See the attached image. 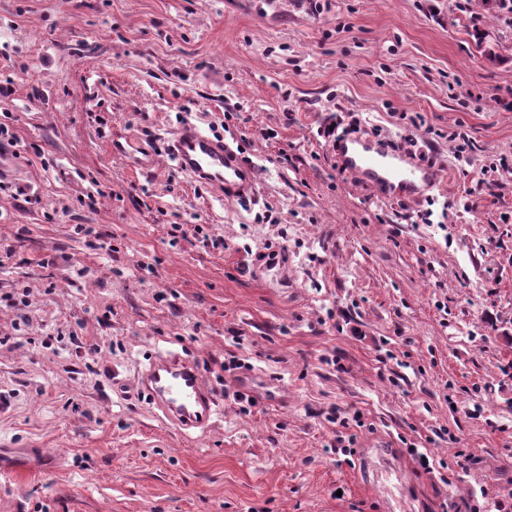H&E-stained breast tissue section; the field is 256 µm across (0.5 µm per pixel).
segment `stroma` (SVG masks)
Segmentation results:
<instances>
[{"label":"stroma","mask_w":512,"mask_h":512,"mask_svg":"<svg viewBox=\"0 0 512 512\" xmlns=\"http://www.w3.org/2000/svg\"><path fill=\"white\" fill-rule=\"evenodd\" d=\"M354 114L405 130L441 188L397 201L342 174L323 130L361 138ZM188 122L240 146L258 203L174 169ZM0 125V512H387L382 482L413 512L512 502V171L480 173L512 157V9L0 0ZM429 208L446 229L416 222ZM169 353L219 404L189 439L139 389ZM235 357L287 408L235 401ZM336 407L400 476L344 462Z\"/></svg>","instance_id":"stroma-1"}]
</instances>
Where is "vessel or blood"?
<instances>
[{"label":"vessel or blood","mask_w":512,"mask_h":512,"mask_svg":"<svg viewBox=\"0 0 512 512\" xmlns=\"http://www.w3.org/2000/svg\"><path fill=\"white\" fill-rule=\"evenodd\" d=\"M175 169L214 195L243 204L256 198L254 168L222 138L195 125H182L167 147ZM338 168L358 180L378 186L388 199L416 200L440 186L438 166L416 160L375 140L342 141L336 145ZM139 383L150 404L182 435L204 430L218 403L201 368L178 354L151 358ZM242 393L263 394L267 404L281 407L282 388L273 380L247 371L239 375Z\"/></svg>","instance_id":"obj_1"}]
</instances>
